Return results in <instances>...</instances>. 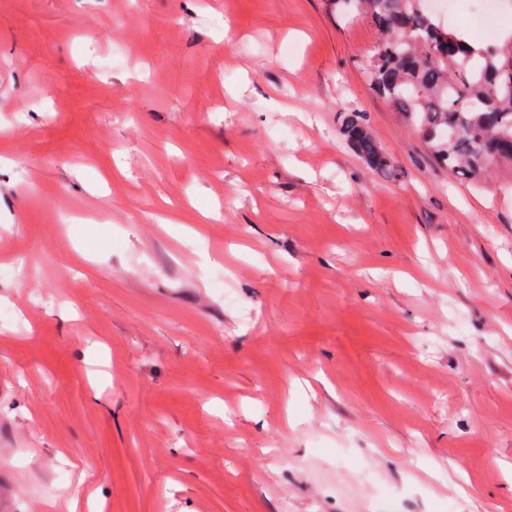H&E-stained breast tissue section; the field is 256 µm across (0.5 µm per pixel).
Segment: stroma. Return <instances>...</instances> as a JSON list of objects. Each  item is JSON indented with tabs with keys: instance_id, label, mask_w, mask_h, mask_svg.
<instances>
[{
	"instance_id": "1",
	"label": "stroma",
	"mask_w": 512,
	"mask_h": 512,
	"mask_svg": "<svg viewBox=\"0 0 512 512\" xmlns=\"http://www.w3.org/2000/svg\"><path fill=\"white\" fill-rule=\"evenodd\" d=\"M378 39L0 0V512H512V165L438 166ZM339 122L341 135L370 169L384 175L392 171L391 158L372 137L362 112L357 110L342 112Z\"/></svg>"
}]
</instances>
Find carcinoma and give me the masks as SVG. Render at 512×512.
<instances>
[{"label":"carcinoma","mask_w":512,"mask_h":512,"mask_svg":"<svg viewBox=\"0 0 512 512\" xmlns=\"http://www.w3.org/2000/svg\"><path fill=\"white\" fill-rule=\"evenodd\" d=\"M381 33L368 68L374 89L408 120L434 160L463 178L512 162V30L498 45L468 40L430 9L429 0H336ZM340 133L372 170L391 158L357 110L340 114Z\"/></svg>","instance_id":"obj_1"}]
</instances>
